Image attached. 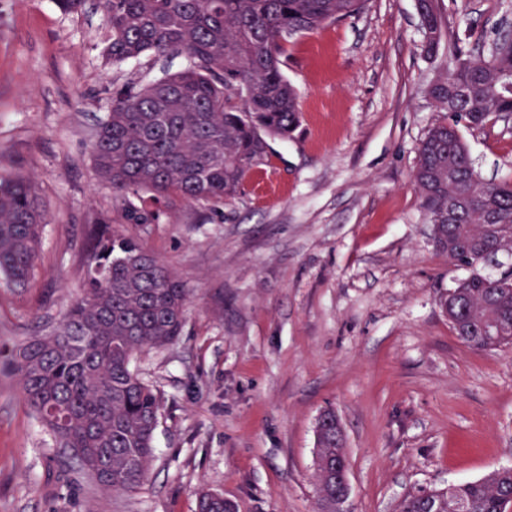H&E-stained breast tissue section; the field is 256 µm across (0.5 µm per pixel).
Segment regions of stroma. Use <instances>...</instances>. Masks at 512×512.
<instances>
[{"instance_id": "1", "label": "stroma", "mask_w": 512, "mask_h": 512, "mask_svg": "<svg viewBox=\"0 0 512 512\" xmlns=\"http://www.w3.org/2000/svg\"><path fill=\"white\" fill-rule=\"evenodd\" d=\"M450 36L475 44L506 0H439ZM104 20L55 0H0V168L32 173L49 222L27 287L0 276V362L45 335L82 293L94 217L135 236L192 293L173 344L133 369L164 405L147 481L102 490L58 448L0 369V512H197L200 490L238 512H315V427L345 431L347 512L512 467V351H476L439 298L466 276L433 238L412 181L444 118L427 89L416 0H367L294 37L284 74L300 127L275 141L219 209L180 203L170 222L128 223L93 169L113 91L167 67L103 55ZM480 176L512 180V129H463Z\"/></svg>"}]
</instances>
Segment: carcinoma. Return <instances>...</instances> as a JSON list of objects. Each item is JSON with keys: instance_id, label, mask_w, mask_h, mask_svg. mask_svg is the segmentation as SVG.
I'll return each mask as SVG.
<instances>
[{"instance_id": "obj_1", "label": "carcinoma", "mask_w": 512, "mask_h": 512, "mask_svg": "<svg viewBox=\"0 0 512 512\" xmlns=\"http://www.w3.org/2000/svg\"><path fill=\"white\" fill-rule=\"evenodd\" d=\"M366 0H107L104 54L114 62L184 54L188 65L145 85L127 82L92 135L98 179L121 201L131 224H160L179 201L219 205L246 175L269 161L270 142L300 125L295 88L283 73L284 43L359 12ZM421 28L434 55L443 36L437 0H423ZM512 32L499 31L487 49L454 42L448 70L432 95L446 120L418 148L414 183L433 234L462 244L479 237L512 251V181L492 183L476 171L460 127L512 115ZM133 194L139 204L128 201ZM461 202L448 219V197ZM32 177L0 172V274L18 287L33 276L43 224ZM87 280L62 326L13 352L27 407L81 468L112 492L136 490L154 457L160 393L131 360L176 341L183 332L189 289L134 237L97 227L87 253ZM473 272L457 280L452 329H471L462 342L476 350L512 348V287L491 288ZM316 426L317 512H336V413ZM439 512H507L512 468L433 490ZM417 494L399 512H424ZM199 512H237L218 493L199 495Z\"/></svg>"}]
</instances>
